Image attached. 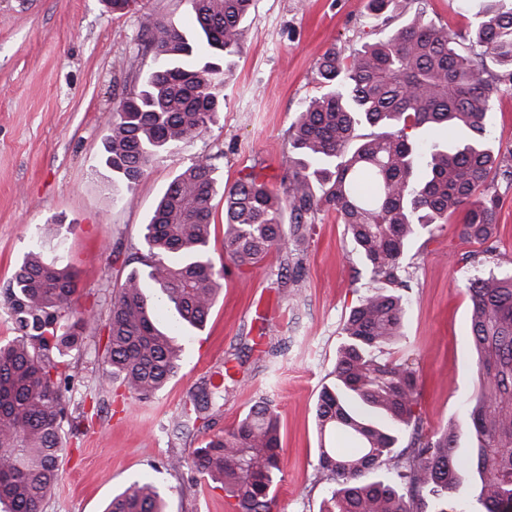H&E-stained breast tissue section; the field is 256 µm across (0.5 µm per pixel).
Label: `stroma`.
I'll use <instances>...</instances> for the list:
<instances>
[{
    "mask_svg": "<svg viewBox=\"0 0 512 512\" xmlns=\"http://www.w3.org/2000/svg\"><path fill=\"white\" fill-rule=\"evenodd\" d=\"M368 0H256V19L224 81V108L210 130L160 156L134 187L113 184L104 165L105 136L115 101L143 77L151 60L139 52L141 17L154 14L180 29L191 25V0H141L136 12L107 11L103 0H0V342L15 335L4 301L16 265L28 252L78 273L77 312L89 314L81 351L70 352L65 393L71 413L63 434L60 479L45 512H101L103 502L146 478L167 491V512H236L234 499L202 480L159 465L172 452L190 457L202 439L180 427L190 392L214 371L230 368L238 384L216 401L215 430L239 421L267 394L280 413L283 448L277 512H320L326 494L316 470L315 406L334 379L339 328L358 298L362 264L335 213L321 214L301 255L295 282L269 275L286 259L270 254L257 266L226 268L209 318L185 345L178 375L146 400L108 380L105 326L112 291L127 271L110 252L143 250V229L157 201L185 167L215 165V265L224 262V194L250 168L271 188L288 172V130L314 96L312 72L330 45L357 49L374 41ZM500 203L494 241L500 260H512V185L495 180ZM59 227L61 244H40L39 229ZM461 219L415 240L407 256L411 290L405 338L397 356L413 358L424 382L420 408L427 431L460 422L456 446L467 457L466 403L476 386L470 336V267L461 256L485 244L460 233ZM277 359H270L271 350Z\"/></svg>",
    "mask_w": 512,
    "mask_h": 512,
    "instance_id": "stroma-1",
    "label": "stroma"
}]
</instances>
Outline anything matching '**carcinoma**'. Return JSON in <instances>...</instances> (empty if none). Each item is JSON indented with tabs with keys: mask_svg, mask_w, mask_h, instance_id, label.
<instances>
[{
	"mask_svg": "<svg viewBox=\"0 0 512 512\" xmlns=\"http://www.w3.org/2000/svg\"><path fill=\"white\" fill-rule=\"evenodd\" d=\"M479 3L471 29L457 34L428 21L419 0H369L381 37L348 55L333 44L317 61L318 94L289 128L282 191L253 168L224 190L221 269L211 255L215 167L202 160L169 184L144 227L143 268L112 293L108 377L130 396L149 398L178 374L182 344L177 330L156 321L146 289L157 290L176 326L200 330L227 265L301 252L318 215L336 213L368 280L340 328L335 381L315 407L317 471L327 485L322 512H466L459 493L467 476L481 512H512V269L489 268L476 254L461 258L474 269L467 294L477 355L468 459L456 455L458 423L426 432L418 372L392 352L403 337L409 245L461 207V234L493 240L499 197L490 185L498 177L512 182V154L495 150L490 128L497 100L512 91V0ZM192 4L191 35L151 15L142 25L141 52L152 66L113 108L105 164L114 185L132 187L158 156L205 134L222 105L224 64L243 48L255 0ZM403 16L407 24L389 29ZM420 128L466 137L427 144L416 136ZM77 280L71 266L31 252L9 286L17 336L0 343V512H44L59 480L69 421L59 365L84 342L85 320L70 305ZM216 376L191 393L184 411L206 430L212 397L237 383L227 367ZM280 464L279 413L262 395L235 427L208 434L188 460L171 454L163 469L187 470L191 483H220L236 512H273ZM104 512H165V493L137 480Z\"/></svg>",
	"mask_w": 512,
	"mask_h": 512,
	"instance_id": "cac0c4a2",
	"label": "carcinoma"
}]
</instances>
